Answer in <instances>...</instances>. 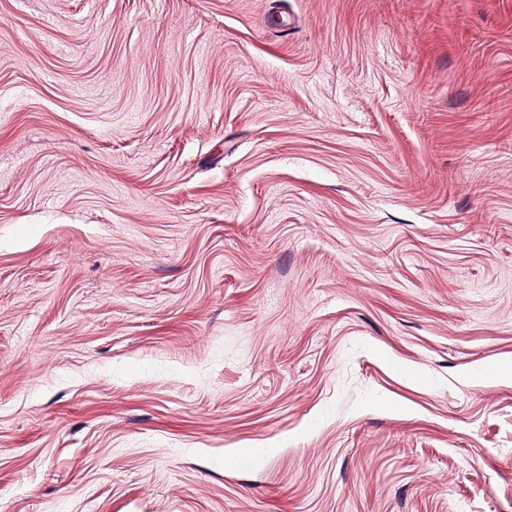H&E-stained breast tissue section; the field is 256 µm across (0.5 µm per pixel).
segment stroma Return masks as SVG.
I'll use <instances>...</instances> for the list:
<instances>
[{"label":"stroma","instance_id":"35a3bbf8","mask_svg":"<svg viewBox=\"0 0 512 512\" xmlns=\"http://www.w3.org/2000/svg\"><path fill=\"white\" fill-rule=\"evenodd\" d=\"M0 512H512V0H0Z\"/></svg>","mask_w":512,"mask_h":512}]
</instances>
